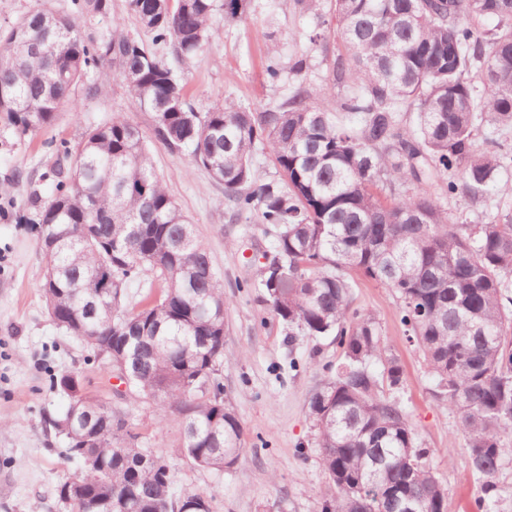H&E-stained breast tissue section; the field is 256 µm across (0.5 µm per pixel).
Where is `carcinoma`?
<instances>
[{"label": "carcinoma", "mask_w": 512, "mask_h": 512, "mask_svg": "<svg viewBox=\"0 0 512 512\" xmlns=\"http://www.w3.org/2000/svg\"><path fill=\"white\" fill-rule=\"evenodd\" d=\"M329 18L309 43L333 33L341 47L325 87L351 89L339 120L318 93L300 87L274 109L232 102L196 111L185 85L142 40L120 29L92 31L112 0H74V15L50 0L0 31V114L21 135L55 124L60 108L94 99L120 79L135 105L153 113L154 139L192 159L224 186L230 219L253 214L273 238L257 287L286 327L288 342L335 335L343 360L309 404L329 482L321 512H447L446 492L400 400V359L380 344L374 315L351 307L355 276L396 294L407 340L421 350L465 438L479 481L477 512H492L495 475L512 435V212L460 224L432 188L477 205L512 156L484 128L512 127V0H329ZM127 10L187 61L213 39L216 11L234 19L243 0H127ZM495 21L485 38L475 22ZM407 113L413 122L404 121ZM267 149L275 176L253 156ZM56 196L40 212V234L57 241L40 285L50 320L88 348L112 345L141 402L182 417L184 448L204 469L232 467L242 453L233 407L209 396L220 386L224 308L194 225L166 190L145 137L126 117L88 127L75 148L57 147ZM160 296L124 302L143 275ZM111 295L99 296L105 281ZM381 365L380 374L371 362ZM51 385L82 411L52 420L80 471L56 488L59 504L86 462L95 512H174L163 456L106 403ZM100 428L84 443L83 425Z\"/></svg>", "instance_id": "carcinoma-1"}]
</instances>
